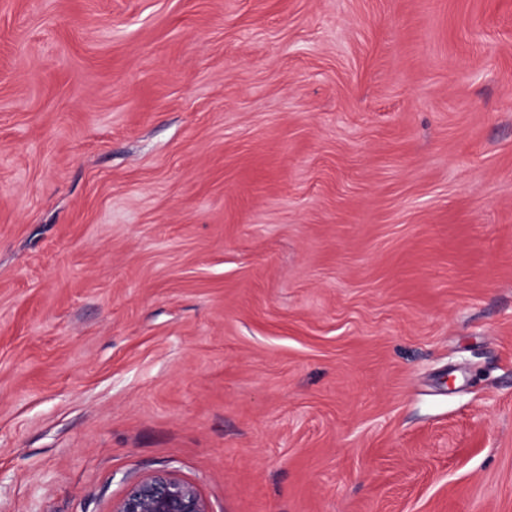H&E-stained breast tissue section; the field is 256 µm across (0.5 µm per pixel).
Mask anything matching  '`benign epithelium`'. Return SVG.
<instances>
[{"instance_id": "7a95c632", "label": "benign epithelium", "mask_w": 512, "mask_h": 512, "mask_svg": "<svg viewBox=\"0 0 512 512\" xmlns=\"http://www.w3.org/2000/svg\"><path fill=\"white\" fill-rule=\"evenodd\" d=\"M112 512H210L196 488L172 472L134 482L112 505Z\"/></svg>"}]
</instances>
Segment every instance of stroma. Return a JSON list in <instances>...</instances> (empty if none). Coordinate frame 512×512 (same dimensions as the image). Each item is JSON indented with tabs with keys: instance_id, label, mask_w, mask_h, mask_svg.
<instances>
[{
	"instance_id": "1",
	"label": "stroma",
	"mask_w": 512,
	"mask_h": 512,
	"mask_svg": "<svg viewBox=\"0 0 512 512\" xmlns=\"http://www.w3.org/2000/svg\"><path fill=\"white\" fill-rule=\"evenodd\" d=\"M512 512V0H0V512ZM112 512H210L196 488L172 472L134 482L112 505Z\"/></svg>"
}]
</instances>
